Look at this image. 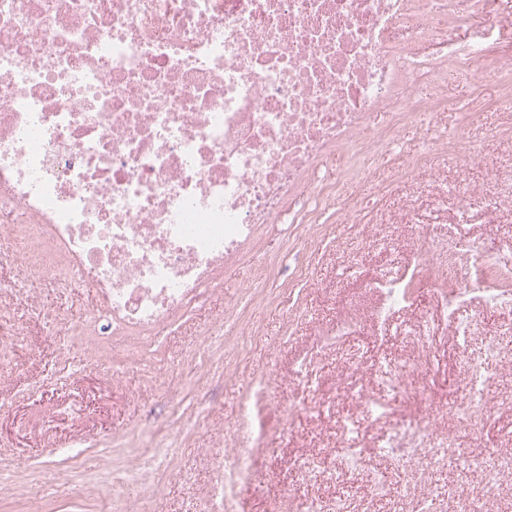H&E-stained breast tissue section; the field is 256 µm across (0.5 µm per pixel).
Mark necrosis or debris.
<instances>
[{"mask_svg":"<svg viewBox=\"0 0 512 512\" xmlns=\"http://www.w3.org/2000/svg\"><path fill=\"white\" fill-rule=\"evenodd\" d=\"M471 2L0 0V236L26 241L22 276L92 281L88 340L155 336L260 225L368 223L369 203L315 174L370 170L436 112L439 90L413 95L401 63L438 76L458 52L426 22ZM497 40L486 26L468 59L511 105ZM450 445L417 424L385 450L436 464Z\"/></svg>","mask_w":512,"mask_h":512,"instance_id":"obj_1","label":"necrosis or debris"}]
</instances>
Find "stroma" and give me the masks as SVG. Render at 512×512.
<instances>
[{
    "label": "stroma",
    "mask_w": 512,
    "mask_h": 512,
    "mask_svg": "<svg viewBox=\"0 0 512 512\" xmlns=\"http://www.w3.org/2000/svg\"><path fill=\"white\" fill-rule=\"evenodd\" d=\"M443 96L431 132L404 133L400 144L426 153L430 138L458 150L420 163L397 186L382 189L375 168L347 186L374 200L368 224H320V247L307 250L301 225L260 226L256 241L229 263L216 287L157 336H120L111 348L70 345L100 305L97 289L72 274L41 279L35 305L20 299L12 258L26 247L0 238V326L20 328L0 361V512H225L222 467L247 456L252 478L238 492L242 512H512V475L485 494L479 464L486 450L512 453V363L495 369L486 387L490 412L475 440L468 419L463 370L485 343L512 328V309H486L474 286L481 275L470 257L458 262L465 295L447 310L442 293L416 288L404 307L380 313L381 286L409 281L423 242L472 250L512 249V219L488 224L481 206L474 221H457L456 187H483L512 201V148L500 138L512 128V106L498 103L500 77L476 81L465 57L442 74ZM470 114L461 124L462 114ZM271 276L257 277L261 266ZM306 280L288 281L297 267ZM476 320L463 344L454 317ZM405 366L403 392L378 387L373 369ZM270 390L258 428L238 430L244 399L258 376ZM383 400L379 420L358 408L352 390ZM359 429L358 447L375 470L388 473L393 492L370 499L359 475L337 476L350 454L344 418ZM420 420L453 437L446 466L429 467L387 455L383 432ZM70 483L57 480L60 471Z\"/></svg>",
    "instance_id": "stroma-1"
}]
</instances>
